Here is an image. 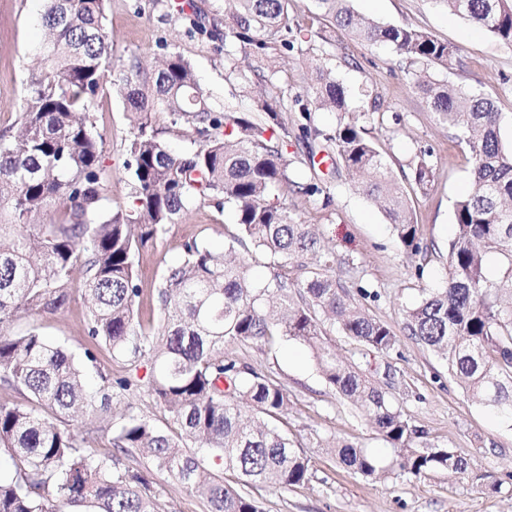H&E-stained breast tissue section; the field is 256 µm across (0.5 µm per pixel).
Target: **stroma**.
<instances>
[{
  "instance_id": "1",
  "label": "stroma",
  "mask_w": 512,
  "mask_h": 512,
  "mask_svg": "<svg viewBox=\"0 0 512 512\" xmlns=\"http://www.w3.org/2000/svg\"><path fill=\"white\" fill-rule=\"evenodd\" d=\"M357 11L392 24H410L454 44L463 59L462 70L451 75L432 70L433 78H450L465 90L479 94L493 91L503 115V144L512 143V47L468 23L433 0H354ZM43 0H0V129L10 127L19 110L23 82L41 63L44 38ZM107 25L112 32L116 58L139 56L147 71H154L167 48L187 58L201 87L214 104L236 92L242 109H250L262 89L258 82L238 84L224 70L221 42L195 33L190 18L166 8L162 0H107ZM292 27L307 34L311 54L288 53L275 66L288 83L289 99L304 96L312 75V57L330 56L337 80L346 88L351 109H358L365 94L379 93L389 105L385 119L359 115L377 143L384 163L396 177H403L420 151L433 155L434 171L425 193L410 195L409 204L422 230V252L407 255L385 216L359 192L329 154L325 142L304 138V118L297 107L281 113L288 129L289 158L296 161L299 181L316 179L320 195L305 197L280 189L271 201L288 202L298 221L311 225L321 245L333 253L332 273L351 299L385 323L398 342L386 354L363 353L335 330L326 341L335 346L346 363L359 366L386 391L391 402L413 425L427 433L429 443L465 454L468 471H445L415 480L393 467L397 449L382 440L354 408L332 391L321 378L309 348L297 341L281 343L276 353L232 345L242 361L272 372L288 391L289 432L300 435L311 459L308 482L288 489L260 492L263 512H512V419L499 410L469 401L446 364L429 348L408 336L404 329L407 308L426 293L445 284L448 242L454 234V200L466 189L470 175L467 153L455 147L434 112L408 83L398 57L386 46L359 40L339 30L316 9L312 0H294ZM96 128L103 140L108 186L105 208L129 201L127 142L134 116L124 100L113 93L99 99ZM238 233L231 210L194 207L178 223L169 225L139 260L140 284L145 309H157L156 290L167 267L179 261L183 244L191 238L222 248ZM88 296L81 282H74L66 306L54 314L23 316L13 331L29 325L65 346L75 355L90 347L85 330ZM93 348V347H90ZM97 361L89 368L91 388L104 378L125 372L103 347L93 348ZM338 440L363 449L388 465L377 480L349 472L328 448ZM153 482L161 498L176 512H208L206 499L168 475L154 472Z\"/></svg>"
}]
</instances>
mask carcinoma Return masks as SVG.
I'll list each match as a JSON object with an SVG mask.
<instances>
[{"instance_id":"cac0c4a2","label":"carcinoma","mask_w":512,"mask_h":512,"mask_svg":"<svg viewBox=\"0 0 512 512\" xmlns=\"http://www.w3.org/2000/svg\"><path fill=\"white\" fill-rule=\"evenodd\" d=\"M42 24L48 39L43 66L23 83L17 129L0 130V385L22 396L0 401V450L9 453L14 474L0 475V512H165L152 490L150 471L194 488L210 512H262L252 490L300 486L309 481L311 458L288 435L287 389L263 370L238 360L224 346L252 344L272 351L297 340L312 351L326 384L362 411L375 432L399 450L398 466L415 479L434 471L463 474L467 459L427 442L388 399L325 344L326 327L352 342L387 353L395 334L358 309L329 271L332 254L310 225L288 206L272 203L276 188L312 197L315 181L293 178L294 160L284 150L288 129L276 92L280 71L257 74L265 89L252 111L243 112L234 93L220 106L199 85L191 63L168 53L149 76L135 54L116 65L106 0H44ZM224 29L196 30L239 45L271 63L290 51L305 52L301 30L289 23L292 0H227ZM336 25L357 38L390 46L413 88L442 125L453 132L472 165L470 186L454 202L455 235L448 244L445 287L405 311L409 336L432 350L471 401L512 411V151L501 141V113L485 94L466 92L447 81L424 79L434 66L461 70L457 48L409 25L381 22L358 13L353 0H312ZM498 41L512 47V0H434ZM224 68L241 83L251 78L224 51ZM307 103L302 132L323 137L336 150L356 190L385 214L404 250L420 252V228L409 194L427 190L432 153L416 156L403 186L384 163L364 126L344 118L347 93L323 60ZM116 85L136 123L127 145L130 202L105 211L104 160L94 112L106 85ZM338 114L328 133L311 124V109ZM164 112L174 126L199 133L224 129L196 149L174 153L158 137L154 115ZM232 205L240 235L269 258L270 277L247 284L248 264L226 259L225 250L192 239L180 263L167 268L157 291L159 324L144 323L143 288L137 258L191 207L224 211ZM60 211L62 219L32 223ZM501 257L495 280L486 259ZM296 263L299 276L282 272ZM91 297L87 336L112 350L126 372L99 391L90 388L85 366L49 341L37 326L11 329L20 313H56L68 301L75 273ZM151 364L147 379L136 374ZM147 386L168 414L169 431L127 406L112 431V446L145 455L143 470L119 468L93 447L96 428L77 432L72 413L109 410L112 389ZM340 462L364 478L388 471L364 449L339 443ZM221 460L224 472L207 462ZM234 475L228 480L225 473Z\"/></svg>"}]
</instances>
